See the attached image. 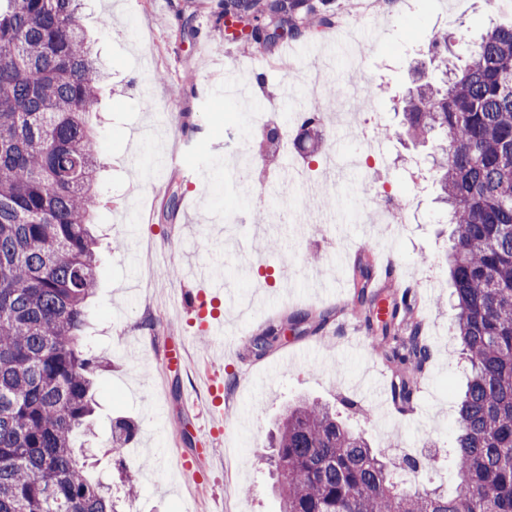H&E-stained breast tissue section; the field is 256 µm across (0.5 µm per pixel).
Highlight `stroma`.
I'll use <instances>...</instances> for the list:
<instances>
[{"label": "stroma", "instance_id": "1", "mask_svg": "<svg viewBox=\"0 0 512 512\" xmlns=\"http://www.w3.org/2000/svg\"><path fill=\"white\" fill-rule=\"evenodd\" d=\"M220 0H84L82 23L106 61L101 110L93 115L94 149L103 169L97 183L94 223L99 283L90 305L87 343L106 363L95 376L97 413L92 431L76 447L94 464L96 479L110 484L120 512H278L275 472L260 468L269 434L282 407L311 398L335 407L378 452L419 458L424 484L454 493L452 466L457 401L469 373L454 337L456 311L448 280L450 227L437 201L434 180L412 181L430 166L432 145H412L402 134L399 102L435 31L456 36L455 53L466 61L490 23L512 22V0H411L372 15L376 35L350 30L323 55L331 31L280 40L268 53H240L212 13ZM265 73L252 86L253 71ZM366 88L352 99L350 120L359 127L382 115L367 138L336 122L335 101H325L322 123L342 155L379 144L374 183L388 184L393 201H405L410 222L389 234L370 227L365 186L353 172L325 179V155L307 156L302 130L289 103L310 104L325 85ZM285 127L298 166H310L315 199L302 186L286 200H262L277 166L254 164L268 129ZM202 168L205 185L192 183ZM179 185L204 222L185 213L165 217L168 188ZM353 199V209L330 208L325 198ZM310 209L322 223L295 235L280 219L282 205ZM339 227L325 235L324 224ZM391 249L397 273L416 285L419 313L431 348V369L408 411L377 409L360 383L375 375L379 357L366 329L349 335L342 326L351 309L352 263L342 243ZM217 260L224 292L250 300L249 315H225V332L242 343L222 361L212 360L197 326L180 303L191 286L160 277L185 260ZM329 312L321 328L305 325L279 337L262 356L251 339L265 323L295 311ZM183 348L181 364L165 366V354ZM224 368L223 409L211 411L205 380ZM125 418L135 433L122 455L111 454L112 422ZM212 445L203 477L181 474L180 450ZM134 479L136 492L125 483Z\"/></svg>", "mask_w": 512, "mask_h": 512}]
</instances>
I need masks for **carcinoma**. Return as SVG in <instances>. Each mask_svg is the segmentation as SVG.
Instances as JSON below:
<instances>
[{
    "label": "carcinoma",
    "mask_w": 512,
    "mask_h": 512,
    "mask_svg": "<svg viewBox=\"0 0 512 512\" xmlns=\"http://www.w3.org/2000/svg\"><path fill=\"white\" fill-rule=\"evenodd\" d=\"M80 0H0V512H116L74 448L95 413L94 373L104 361L82 343L97 286L91 231L100 162L90 116L103 72L79 17ZM268 18L299 37L328 27V0H227L215 14ZM453 36L428 49L440 83L417 79L401 102L406 133L435 137L431 170L450 208L449 275L456 337L470 375L457 418L450 497L400 487L366 439L315 401L288 406L272 436L279 512H512V24L486 32L462 67ZM353 273L372 343L399 367L410 403L431 350L414 309L375 313ZM271 325L254 338L265 353ZM134 428H112L120 454Z\"/></svg>",
    "instance_id": "1"
}]
</instances>
